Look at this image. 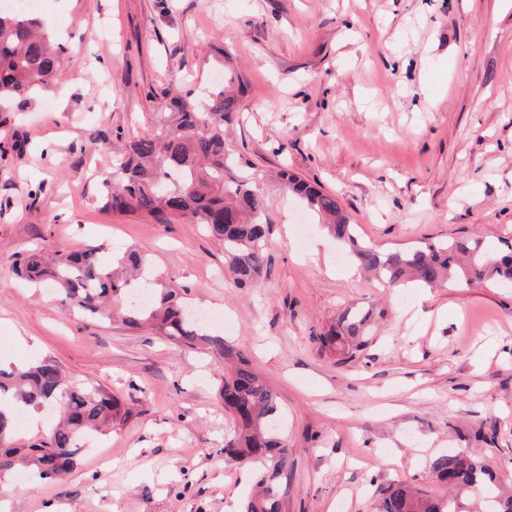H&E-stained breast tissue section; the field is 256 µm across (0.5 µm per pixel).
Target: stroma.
<instances>
[{
	"mask_svg": "<svg viewBox=\"0 0 512 512\" xmlns=\"http://www.w3.org/2000/svg\"><path fill=\"white\" fill-rule=\"evenodd\" d=\"M62 76L0 126V364L55 359L131 409L62 484L12 482L0 512H242L251 467L224 456V370L155 330L65 315L20 253L144 251L274 391L290 448L284 512H373L377 487L434 484L419 454L468 448L512 493V286L384 288L276 184L267 261L234 284L200 225L102 210L100 175L198 99L224 49L245 86L228 148L338 199L387 251L512 241V0H50ZM373 309L354 360L316 335ZM484 439H473L475 430Z\"/></svg>",
	"mask_w": 512,
	"mask_h": 512,
	"instance_id": "1",
	"label": "stroma"
}]
</instances>
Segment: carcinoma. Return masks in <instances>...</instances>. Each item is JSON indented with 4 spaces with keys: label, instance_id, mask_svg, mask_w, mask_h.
<instances>
[{
    "label": "carcinoma",
    "instance_id": "1",
    "mask_svg": "<svg viewBox=\"0 0 512 512\" xmlns=\"http://www.w3.org/2000/svg\"><path fill=\"white\" fill-rule=\"evenodd\" d=\"M61 53L43 32L38 14L0 10V112L24 110L36 89L57 80ZM235 85L243 86V78L225 76L207 89L199 105L181 95L169 97L167 119L130 141L102 178L101 201L109 212L139 215L157 224H167L175 215L191 217L223 244L235 282L245 288L256 284L265 266L264 240L271 220L261 189L263 175L254 168L231 174L233 164H241L224 140V126L237 112L231 90ZM279 179L359 266L377 273L390 289L409 283L433 288L455 278L486 288L512 284V245L453 239L381 252L358 236L335 196L286 170ZM15 272L35 286L54 288L60 309L68 315L118 319L129 328L149 323L173 344L234 361L235 369L224 375L220 387L224 409L234 420L224 454L254 470L260 492L248 496L245 512H282L275 486L288 470L289 450L274 392L240 349L209 334L190 316L175 289L149 277L146 254L130 251L105 258L94 246L53 257L27 251L16 260ZM369 318L368 313L347 312L317 340L322 348L353 359L370 343L365 328ZM30 407H54L59 420L50 428L48 441L16 446V414ZM128 415L129 409L112 394L75 385L53 359L0 366V479L22 468L35 470L43 479H62L73 470L85 441ZM424 469L440 491L392 483L380 489L377 512H466L462 498L474 490L481 492L485 512H512V497L499 494L492 467L463 450L431 456Z\"/></svg>",
    "mask_w": 512,
    "mask_h": 512
}]
</instances>
